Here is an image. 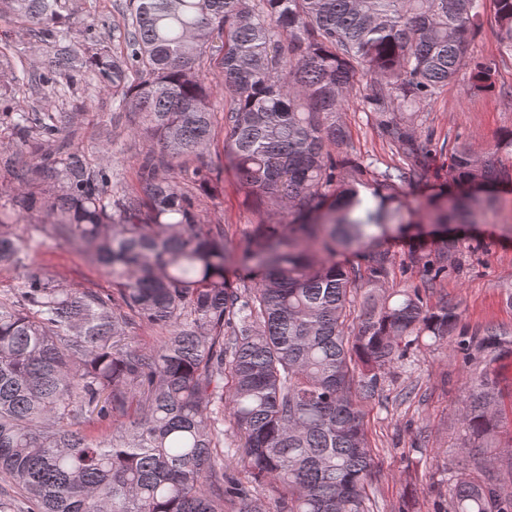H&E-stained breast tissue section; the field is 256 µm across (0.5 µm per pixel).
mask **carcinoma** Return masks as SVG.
<instances>
[{
  "mask_svg": "<svg viewBox=\"0 0 512 512\" xmlns=\"http://www.w3.org/2000/svg\"><path fill=\"white\" fill-rule=\"evenodd\" d=\"M512 54V0H495ZM72 0H0L18 34L50 49L42 82L71 88L94 72L135 133L159 147L140 162L139 189L112 181L62 137L51 101L15 113L5 163L18 187L0 210V265L22 271L0 296V474L31 512H368L376 473L356 396L424 340L455 344L481 365L467 381L461 424L473 439L448 477L447 512H512L490 467L506 417L497 363L512 334L470 331L456 304L428 291L457 265L458 242L413 248L422 286L389 288L383 241L405 223L402 187L421 179L430 149L416 121L437 89L467 75L492 87L471 56L479 0H128L112 28L119 51L88 55L65 27ZM363 101L401 164L353 155L343 115L356 75ZM225 91L223 156L262 211L240 257L255 286L224 275V226L172 171L219 181L213 86ZM512 129L486 154L450 153L444 197L427 224H474L512 184ZM30 219L24 237L3 230ZM88 252L114 293L67 288L31 272L43 239ZM367 265L342 263L345 253ZM360 305H355L356 298ZM160 330L132 346L131 318ZM90 414L100 429L79 419ZM232 436L236 447L225 444Z\"/></svg>",
  "mask_w": 512,
  "mask_h": 512,
  "instance_id": "cac0c4a2",
  "label": "carcinoma"
}]
</instances>
